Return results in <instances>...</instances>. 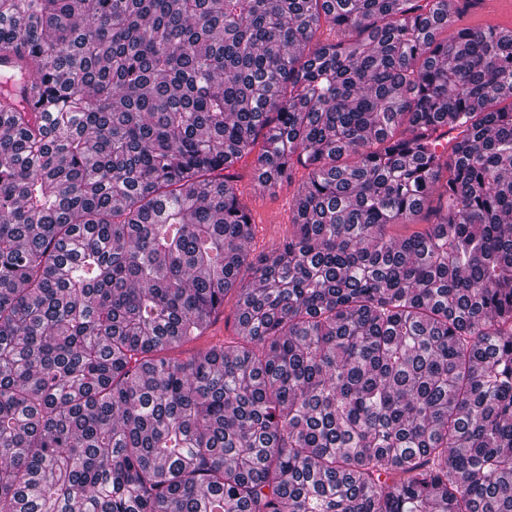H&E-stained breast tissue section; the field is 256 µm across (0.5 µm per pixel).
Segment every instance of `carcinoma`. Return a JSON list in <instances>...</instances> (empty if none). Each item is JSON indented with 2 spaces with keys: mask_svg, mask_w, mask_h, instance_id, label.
Here are the masks:
<instances>
[{
  "mask_svg": "<svg viewBox=\"0 0 512 512\" xmlns=\"http://www.w3.org/2000/svg\"><path fill=\"white\" fill-rule=\"evenodd\" d=\"M476 5L0 0V512H512V38ZM248 161L295 186L267 254Z\"/></svg>",
  "mask_w": 512,
  "mask_h": 512,
  "instance_id": "obj_1",
  "label": "carcinoma"
}]
</instances>
